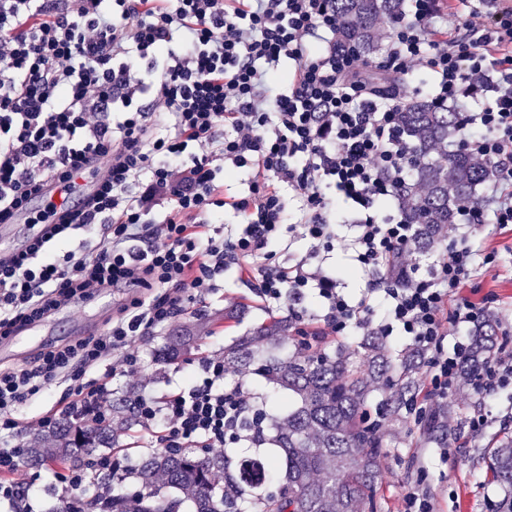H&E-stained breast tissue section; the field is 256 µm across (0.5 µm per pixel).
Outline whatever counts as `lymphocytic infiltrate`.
I'll return each instance as SVG.
<instances>
[{"instance_id": "f902f5d3", "label": "lymphocytic infiltrate", "mask_w": 512, "mask_h": 512, "mask_svg": "<svg viewBox=\"0 0 512 512\" xmlns=\"http://www.w3.org/2000/svg\"><path fill=\"white\" fill-rule=\"evenodd\" d=\"M403 2L376 65L386 82L376 85L369 57L339 45L331 0H0V224L22 211L46 227L0 261V337L102 289L138 291L101 331L0 368V499L14 512H33L19 429L42 432L64 416L106 420L113 379L140 373L133 338L188 314L230 269L265 303L287 305L291 324H302L310 298L323 335L408 339L426 398L415 420L455 393L473 358L472 332L496 301L460 293L497 261L474 233L512 224V5ZM136 60L146 78L136 76ZM492 77L497 91L487 98ZM408 85L452 104L457 149L493 169L482 200L461 205L458 222L441 230L444 252L423 272L410 262L417 228L395 206L413 183L415 151L399 125ZM91 157L107 164L92 196L53 223L33 210L46 177L67 186ZM228 172L245 175L244 194L225 195ZM286 187L301 200L294 223ZM342 203L359 215L354 259L374 276L357 301L323 270ZM228 208L242 222L215 237ZM289 232L310 249L284 266L271 246ZM79 234L92 246L68 249ZM199 368L185 388L134 396L158 447L259 441L261 426L242 431L256 392L225 386L221 353ZM58 380L59 400L17 418ZM511 383L512 351L501 349L474 370L471 387L492 399Z\"/></svg>"}]
</instances>
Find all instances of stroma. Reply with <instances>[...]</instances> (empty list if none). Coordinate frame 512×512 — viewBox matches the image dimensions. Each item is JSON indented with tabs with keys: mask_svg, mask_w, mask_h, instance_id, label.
I'll return each instance as SVG.
<instances>
[{
	"mask_svg": "<svg viewBox=\"0 0 512 512\" xmlns=\"http://www.w3.org/2000/svg\"><path fill=\"white\" fill-rule=\"evenodd\" d=\"M357 213L340 206L337 232L341 238L329 253L327 268L336 275L341 288L352 298H360L370 286V277L353 261L343 244L352 234ZM476 239L482 248L496 251L498 266L483 272L474 287L479 294L497 297L496 311L512 310V229L495 224L479 228ZM218 290L195 303L192 314L149 336H139L135 344L143 363L142 385L150 393L177 389L189 383L194 363L201 356L231 344L253 332L274 317L288 314L287 307H267L253 295L252 285L241 280L236 271L218 278ZM125 299L122 292H101L81 307L62 311L52 323L35 336H25L13 347L11 356L0 359L5 366H19L29 353L49 344H68L89 333L103 329ZM190 334L196 348L172 362L159 361L167 336ZM448 412L462 422L463 428L448 443L447 451L425 449L413 418L390 423L386 428L387 455L382 478L377 485V512H400L402 496L415 482L419 469H426L425 488L434 499L436 512H483L486 501L512 497V491L498 484L488 471L486 452L501 437L512 434V388L502 390L496 400H486L472 392L470 386H458L448 398ZM476 414L487 415L489 423L481 431L469 430L467 422ZM68 464L47 461L32 467L36 478L33 506L36 512H49L55 505L53 491L63 487L59 479Z\"/></svg>",
	"mask_w": 512,
	"mask_h": 512,
	"instance_id": "35a3bbf8",
	"label": "stroma"
}]
</instances>
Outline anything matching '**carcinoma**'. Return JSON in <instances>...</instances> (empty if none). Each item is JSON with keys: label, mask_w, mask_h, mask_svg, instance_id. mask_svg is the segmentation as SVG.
Returning a JSON list of instances; mask_svg holds the SVG:
<instances>
[{"label": "carcinoma", "mask_w": 512, "mask_h": 512, "mask_svg": "<svg viewBox=\"0 0 512 512\" xmlns=\"http://www.w3.org/2000/svg\"><path fill=\"white\" fill-rule=\"evenodd\" d=\"M332 6L342 42L369 55L377 48V22L399 14L401 0H332ZM458 120L459 113L425 100L407 103L400 113L401 129L417 153L416 181L426 188L423 194L407 193L403 200L407 219L417 225L419 252L437 247L440 228L454 223L459 206L474 200L477 187L492 176L489 166L462 151L439 163L427 159L431 149L452 136ZM289 332L288 321L273 318L224 349L230 369L245 374L256 365L293 398L276 425L277 456L233 461L226 454L146 452L134 472L139 494L127 496L112 485L116 475L107 474L99 480L101 493L91 498L96 512H180L186 502L192 512H241L244 502L252 512H376L375 492L388 447L385 422L403 420L406 407L418 399L417 356L395 357L380 338L371 337L364 343L368 368L363 369L354 361L358 352L349 348L287 353ZM475 336L474 360L480 363L494 351L492 320H485ZM185 350L186 338L177 334L160 359L175 361ZM381 384L388 394L379 419L372 421L366 401ZM131 417L124 399L112 405V421L96 427L65 418L35 440L28 459L80 467L94 449L118 443ZM419 430L443 448L457 434L458 424L438 402ZM489 469L497 482L512 488V438L493 449ZM275 480L277 490L262 493Z\"/></svg>", "instance_id": "cac0c4a2"}]
</instances>
